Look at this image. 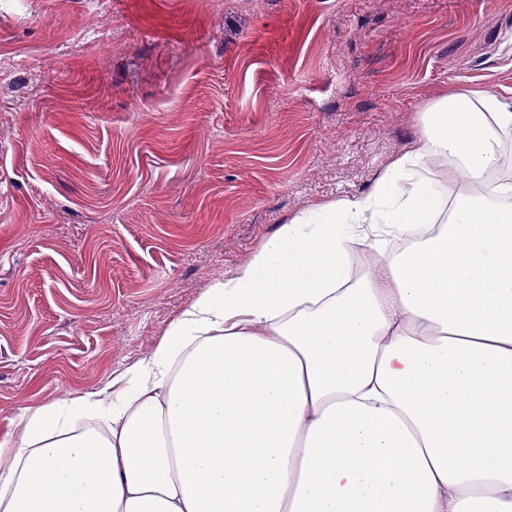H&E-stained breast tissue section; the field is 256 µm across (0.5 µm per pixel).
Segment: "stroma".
Returning <instances> with one entry per match:
<instances>
[{
  "instance_id": "stroma-1",
  "label": "stroma",
  "mask_w": 512,
  "mask_h": 512,
  "mask_svg": "<svg viewBox=\"0 0 512 512\" xmlns=\"http://www.w3.org/2000/svg\"><path fill=\"white\" fill-rule=\"evenodd\" d=\"M475 85L512 89V0H0V439Z\"/></svg>"
}]
</instances>
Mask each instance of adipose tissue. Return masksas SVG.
<instances>
[{"mask_svg":"<svg viewBox=\"0 0 512 512\" xmlns=\"http://www.w3.org/2000/svg\"><path fill=\"white\" fill-rule=\"evenodd\" d=\"M511 133L481 87L425 106L370 192L292 217L103 389L23 411L0 512H512V177L487 182Z\"/></svg>","mask_w":512,"mask_h":512,"instance_id":"obj_1","label":"adipose tissue"}]
</instances>
